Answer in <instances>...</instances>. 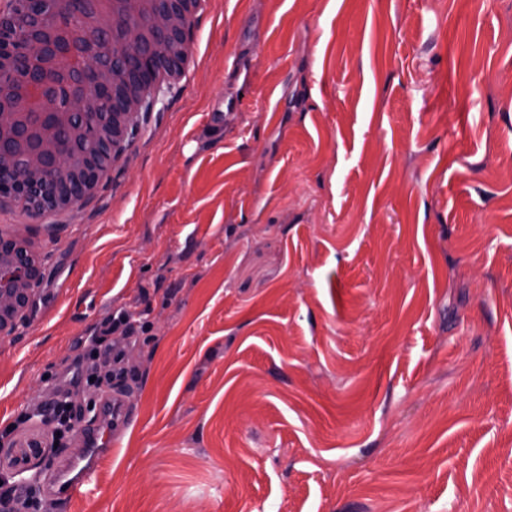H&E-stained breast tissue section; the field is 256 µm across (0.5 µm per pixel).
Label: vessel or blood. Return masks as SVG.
Instances as JSON below:
<instances>
[{"instance_id":"obj_1","label":"vessel or blood","mask_w":512,"mask_h":512,"mask_svg":"<svg viewBox=\"0 0 512 512\" xmlns=\"http://www.w3.org/2000/svg\"><path fill=\"white\" fill-rule=\"evenodd\" d=\"M128 426L127 399L119 390L107 392L99 405L96 420L83 431L84 452L52 472L47 483L55 496L71 498L85 494L102 463Z\"/></svg>"}]
</instances>
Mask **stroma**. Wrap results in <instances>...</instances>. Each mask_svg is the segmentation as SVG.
<instances>
[{"mask_svg": "<svg viewBox=\"0 0 512 512\" xmlns=\"http://www.w3.org/2000/svg\"><path fill=\"white\" fill-rule=\"evenodd\" d=\"M201 2L110 179L0 212V482L77 454L16 418L127 308L129 426L46 512H512V0ZM195 65V57L191 48L186 42L181 46L179 53L175 58V63L170 68L155 69L148 79L137 86L135 89L128 90L130 100H135L145 94L154 86L160 84L178 82L191 70ZM41 276V267L32 257L0 233V333L8 320L26 307L29 291Z\"/></svg>", "mask_w": 512, "mask_h": 512, "instance_id": "35a3bbf8", "label": "stroma"}]
</instances>
